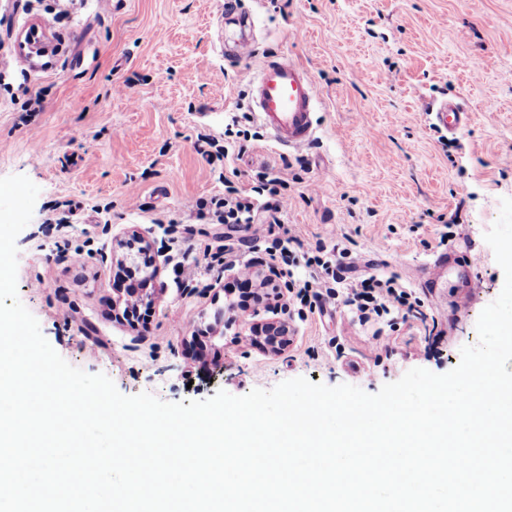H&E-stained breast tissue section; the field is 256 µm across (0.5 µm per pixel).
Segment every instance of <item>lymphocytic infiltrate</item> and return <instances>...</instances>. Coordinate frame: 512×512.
Masks as SVG:
<instances>
[{
    "label": "lymphocytic infiltrate",
    "mask_w": 512,
    "mask_h": 512,
    "mask_svg": "<svg viewBox=\"0 0 512 512\" xmlns=\"http://www.w3.org/2000/svg\"><path fill=\"white\" fill-rule=\"evenodd\" d=\"M287 182L280 175L262 170L256 174L251 191L237 187L225 179L222 194L196 200L193 209L197 217L215 224H253L258 217L268 223H280L288 198ZM269 260L293 271L305 268L307 278L289 284L290 299L311 310L323 309L328 299L342 296L343 303L360 323L378 322L390 315H423L424 303L407 291L394 278L366 277L351 280L346 276L349 263L340 262L334 250L323 243L305 248L293 238L275 240L267 252Z\"/></svg>",
    "instance_id": "obj_1"
}]
</instances>
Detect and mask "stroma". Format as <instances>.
<instances>
[{"label":"stroma","instance_id":"35a3bbf8","mask_svg":"<svg viewBox=\"0 0 512 512\" xmlns=\"http://www.w3.org/2000/svg\"><path fill=\"white\" fill-rule=\"evenodd\" d=\"M238 2L257 27L253 55L234 60L224 56V0H0V61L10 64L0 72V177L24 175L40 189L16 240L19 300L64 360L128 396L203 400L300 376L374 393L415 367L448 372L504 284L484 234L512 197V0ZM28 32L57 47L51 68L30 66L20 48ZM280 52L321 91L315 140L288 152L260 136L208 160L199 138L223 141L232 117L258 131L249 80ZM37 90L40 111L23 113ZM448 98L472 119L444 136L428 109ZM262 167L290 181L271 238L190 212L223 192L225 171L247 189ZM297 172L303 182H292ZM132 230L161 269L133 325L112 312L130 284L117 242ZM179 235L200 259L218 240L235 244L258 276L270 270L272 238L320 241L356 256V275L397 276L424 297L427 316L392 328L356 325L340 305L290 316L282 273L235 319L234 270L215 262L183 285L171 263ZM77 249L81 261L70 262ZM450 249L478 257L473 297L452 274L439 298L415 280ZM276 317L291 343L271 354L251 328Z\"/></svg>","mask_w":512,"mask_h":512}]
</instances>
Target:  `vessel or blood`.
<instances>
[{
    "instance_id": "1",
    "label": "vessel or blood",
    "mask_w": 512,
    "mask_h": 512,
    "mask_svg": "<svg viewBox=\"0 0 512 512\" xmlns=\"http://www.w3.org/2000/svg\"><path fill=\"white\" fill-rule=\"evenodd\" d=\"M224 21L237 28L236 36L224 45L225 54L245 57L254 41V19L239 12L236 0H225ZM250 94L255 119L277 147L297 149L314 140L321 93L291 54L282 52L262 60L250 80ZM434 119L438 127L454 133L469 124L471 115L448 100L438 105Z\"/></svg>"
}]
</instances>
